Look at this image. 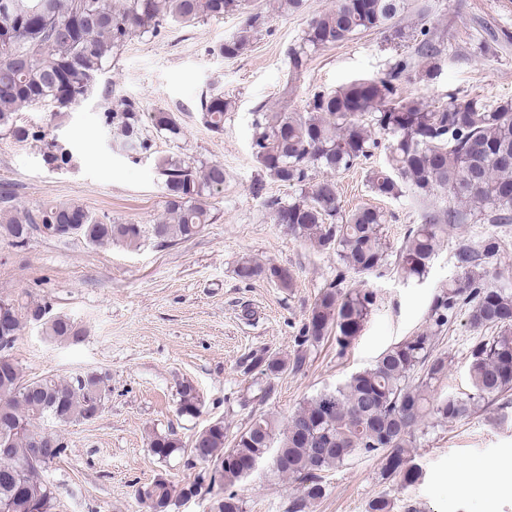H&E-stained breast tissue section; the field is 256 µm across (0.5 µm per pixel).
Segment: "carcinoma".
Returning <instances> with one entry per match:
<instances>
[{
    "label": "carcinoma",
    "instance_id": "cac0c4a2",
    "mask_svg": "<svg viewBox=\"0 0 512 512\" xmlns=\"http://www.w3.org/2000/svg\"><path fill=\"white\" fill-rule=\"evenodd\" d=\"M409 8V0H336L334 7L310 18L300 42L288 52L294 76L307 69L311 53L367 31H388L398 44L413 48V54L380 78L314 94L302 112L258 106L251 149L264 174L299 190L290 202L267 200L274 223L319 250L335 253L355 272L372 274L388 265L387 214L369 206L344 212L334 175L368 161L378 147L377 135L386 136L385 163L367 174L371 193L397 198L407 189L424 199L441 190L450 199L445 207L425 210L397 251L404 277L420 280L448 225L471 217L485 224H512V99L488 106L477 98L450 95L431 106L403 95L401 81L415 61L421 62L422 78L434 76L443 43L429 28L409 31L401 26ZM234 13L245 19L219 48L226 58L242 55L267 25V15L248 11V0H121L118 6L112 0H0V132L18 141L43 140L47 165L69 164L72 154L65 144L17 124L16 112L42 106L66 112L95 91L115 51L128 39L155 36L171 22ZM232 109L231 99L213 94L201 103L202 119L211 131L221 133ZM142 115L140 103L132 99L106 108L102 120L114 133L112 150L142 154L151 149ZM149 120L165 138L183 137L174 113L159 109ZM157 167L164 183L165 218L151 226V235L163 247L187 241L211 223L212 199L223 191L227 172L221 163L186 155L161 158ZM316 169L327 176L313 180ZM36 224L44 232L54 224H72V236L95 247L138 249L145 238L141 225L106 222L77 202L47 205L35 215H0V233L17 247L28 243ZM501 248L493 235L459 243L455 258L461 274L433 296L427 327L384 350L343 385L308 400L286 423L261 417L231 448L224 447L220 419L198 431L188 449L173 432L152 433L148 447L158 460L165 462L184 450L187 466L204 472L181 485L161 476L137 488L139 507L173 512L179 503L218 487L223 495L214 501L213 512H245L233 487L268 457L275 474L298 484L288 512H306L326 494L323 473L355 460L375 458L383 478L406 485L418 482L422 468L413 453L418 431L466 419L512 391V289L492 284L489 271ZM235 273L245 281L293 286V274L281 266L243 260ZM342 283L339 274L322 290L301 328L299 345L319 344L331 336L343 352L358 336L374 295L366 288L343 289ZM9 305L12 316L8 325L0 326V336L17 341L22 326L33 322L31 313L42 310V335L68 345L84 338L81 327L52 312L46 301L13 299ZM463 307L473 330L490 329L494 335L480 337L470 348L471 392L435 399L430 388L448 372V358L434 354L436 338ZM305 366L302 352L287 359L254 352L240 362L244 373L257 371L268 379ZM111 392L109 378L101 372L25 381L17 362L0 368V448L9 449L0 454V512H51L56 490L43 473L65 456L68 445L60 432L49 433L40 422L50 420L60 428L90 422ZM177 411L188 417L201 411L190 382L179 385Z\"/></svg>",
    "mask_w": 512,
    "mask_h": 512
}]
</instances>
